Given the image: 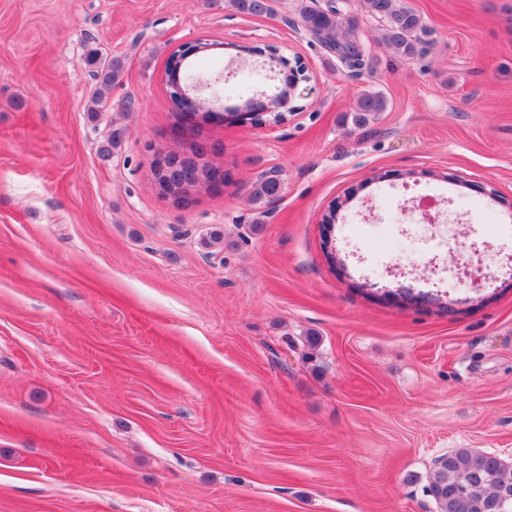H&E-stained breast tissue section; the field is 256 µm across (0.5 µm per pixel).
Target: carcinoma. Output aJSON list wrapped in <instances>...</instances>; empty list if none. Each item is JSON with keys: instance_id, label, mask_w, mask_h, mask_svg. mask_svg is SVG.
<instances>
[{"instance_id": "cac0c4a2", "label": "carcinoma", "mask_w": 512, "mask_h": 512, "mask_svg": "<svg viewBox=\"0 0 512 512\" xmlns=\"http://www.w3.org/2000/svg\"><path fill=\"white\" fill-rule=\"evenodd\" d=\"M227 7L251 16H267L273 12L271 0H226ZM367 12L383 17L382 39L393 54L413 57L422 44L426 27L421 16L406 0H364ZM301 27L321 46L349 67L360 69L366 57L364 42L357 24L340 16L334 7L324 9L304 6L300 11ZM87 64L98 79L95 101H101L112 83L120 78L122 64L95 53L87 57ZM388 102L380 92L365 91L359 95L355 107L346 115L353 129L366 127L374 117L386 111ZM282 191L281 181L262 175L252 183L250 199L253 204L266 207ZM448 490V495L435 498L439 512H493L500 506L503 512H512V500L501 503L506 493H512V463L499 456L462 448L437 463L428 476V491Z\"/></svg>"}]
</instances>
